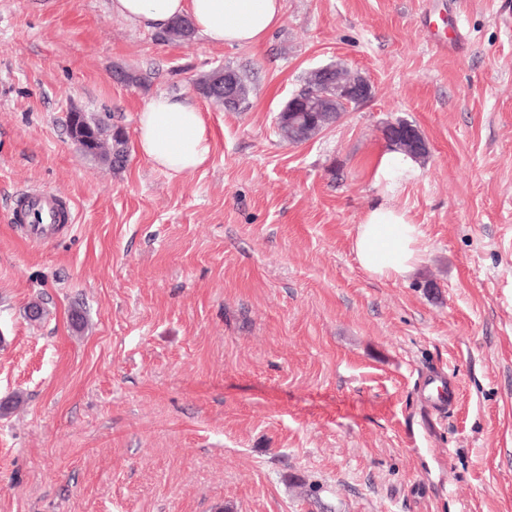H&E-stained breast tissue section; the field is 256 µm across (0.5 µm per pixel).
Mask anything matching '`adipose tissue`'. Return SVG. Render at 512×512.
Masks as SVG:
<instances>
[{
	"mask_svg": "<svg viewBox=\"0 0 512 512\" xmlns=\"http://www.w3.org/2000/svg\"><path fill=\"white\" fill-rule=\"evenodd\" d=\"M113 14L152 31L190 18L214 44L243 46L262 41L282 20V0H112ZM136 146L159 170L184 175L201 167L213 150L203 114L191 99L153 96L137 117ZM422 173L419 159L384 149L371 167L379 199L364 212L352 249L360 267L379 280L410 277L422 262L424 233L391 199Z\"/></svg>",
	"mask_w": 512,
	"mask_h": 512,
	"instance_id": "ef3b65f1",
	"label": "adipose tissue"
}]
</instances>
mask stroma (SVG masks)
Instances as JSON below:
<instances>
[{
    "instance_id": "stroma-1",
    "label": "stroma",
    "mask_w": 512,
    "mask_h": 512,
    "mask_svg": "<svg viewBox=\"0 0 512 512\" xmlns=\"http://www.w3.org/2000/svg\"><path fill=\"white\" fill-rule=\"evenodd\" d=\"M110 4L0 0V512H512V0H283L239 47ZM336 64L371 98L284 143L277 113ZM221 67L239 111L195 88ZM159 93L202 110L200 169L77 152L70 112L131 137ZM400 119L424 253L394 283L352 242ZM39 186L74 224L32 245L10 218ZM235 78V83L237 85V98L232 102L224 101V98H233L236 94L235 84L231 79L224 80V85H221L219 93L222 94L224 92V97L214 96L211 94L210 89L212 84L222 76L224 78V73L221 71H213L208 75L203 76L196 82V87L198 92L203 95L205 98L221 104L225 109L229 110H237L239 109L248 99L250 89L247 84L241 79L239 75H237L234 71H231ZM391 126L387 129V136L394 141L398 146L403 147L409 153H418L423 149V145L426 147V142L418 132V130L412 126H405L399 121L390 122ZM384 133V138L386 139ZM420 138L422 143L417 139Z\"/></svg>"
}]
</instances>
